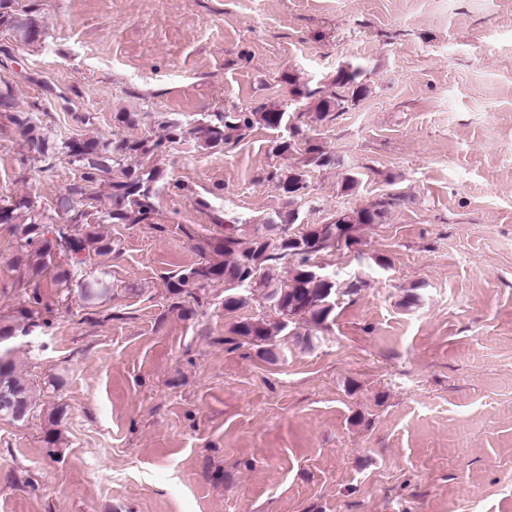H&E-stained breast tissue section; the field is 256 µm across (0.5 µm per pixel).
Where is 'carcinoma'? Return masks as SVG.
<instances>
[{
    "instance_id": "cac0c4a2",
    "label": "carcinoma",
    "mask_w": 512,
    "mask_h": 512,
    "mask_svg": "<svg viewBox=\"0 0 512 512\" xmlns=\"http://www.w3.org/2000/svg\"><path fill=\"white\" fill-rule=\"evenodd\" d=\"M0 28L13 31L26 42L36 41L41 33L39 26L28 17L14 13L13 0H0ZM361 70L351 66L337 70L334 83L338 92L329 96L322 90L300 82L290 73L284 77L290 86V94L297 99H315L311 119L315 122L332 120L345 111L367 92L360 81ZM10 120L21 131L34 158L51 163L58 154H64L80 171V183L70 190L64 200L67 223L51 228L44 224V216L36 211L30 198L20 196L7 200L0 206V224H12L20 228L21 254L18 266L31 276L40 275L52 265L56 254H61L66 267L59 270L55 280L67 284L73 270L87 264L90 251H110L112 246L99 238L89 217L99 201L96 188L103 182L110 185L112 207L101 212L99 221L104 224H138L150 218L153 211L154 184L161 177L160 170L144 168L140 163L132 165V158H148L161 150L163 141L130 139L121 137L106 142L98 140H71L59 147H52L42 135L34 118L28 112H15ZM288 112L276 106L261 105L250 112H218L214 118L194 128L209 148L228 144L233 132L250 129L259 123L272 130L287 124ZM302 156V165L331 166L339 164L335 156L323 146L306 136L296 124L290 126L286 138L274 141L271 155L286 159ZM269 180L275 182L282 200L290 209L269 215L260 223L267 225L266 233L258 236L244 229L247 222L232 220L224 237L207 239L202 250L224 257L222 262L184 270L168 288L180 295L192 288L200 289L213 281H224V310L236 312L249 305L248 294L257 290L273 303L280 320L274 324L262 319H244L232 328V332L253 343L267 341L272 330L284 331L293 324L311 323L324 327L331 320L336 308L338 292L336 279L322 273L315 275L312 260L329 246L336 244V235L348 234L359 242L357 232L363 226L384 222L389 209L399 204L400 197L389 195L368 207L343 210L328 223L330 232L319 235L311 224H300L299 213L294 209L297 201L307 195L308 185L301 168H280L272 165ZM52 238H46V234ZM291 266V275L283 281L279 267ZM109 284L101 277L83 279L78 288L80 299L87 305H95L107 299ZM35 310H19L13 325L0 327V340H6L29 332ZM34 404L32 389L15 373L12 362L0 358V419L18 422L24 420Z\"/></svg>"
}]
</instances>
